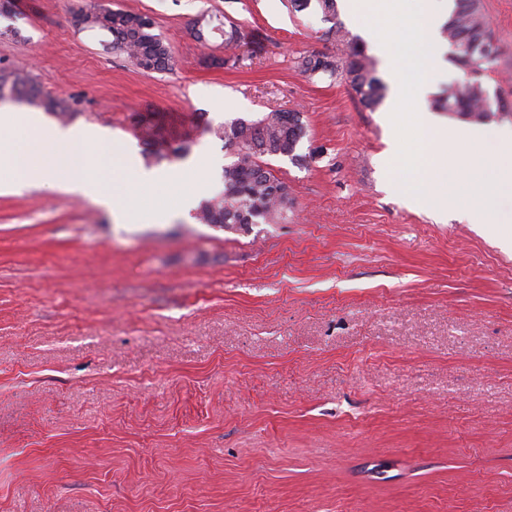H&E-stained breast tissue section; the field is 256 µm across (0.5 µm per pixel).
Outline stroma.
Returning a JSON list of instances; mask_svg holds the SVG:
<instances>
[{"mask_svg":"<svg viewBox=\"0 0 512 512\" xmlns=\"http://www.w3.org/2000/svg\"><path fill=\"white\" fill-rule=\"evenodd\" d=\"M150 15L175 60L146 73L77 15ZM500 56L484 85L512 125V0H482ZM209 16L251 32L236 67ZM18 28L10 36L8 28ZM320 17L286 0H13L0 67L70 101L76 125L143 146L138 115L194 125L302 112L307 162L273 159L284 224L157 213L118 224L42 184L0 194V512H512V249L495 224L412 208L392 135Z\"/></svg>","mask_w":512,"mask_h":512,"instance_id":"1","label":"stroma"}]
</instances>
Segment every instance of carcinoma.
<instances>
[{"label": "carcinoma", "mask_w": 512, "mask_h": 512, "mask_svg": "<svg viewBox=\"0 0 512 512\" xmlns=\"http://www.w3.org/2000/svg\"><path fill=\"white\" fill-rule=\"evenodd\" d=\"M291 9L303 12L313 9L331 26L323 33L327 41L345 48L339 61L312 52L298 58L299 72L308 77L331 76L344 72L359 102L373 110L383 100L384 84L377 76L375 62L357 41L336 22V0H288ZM80 22L112 37V48L120 51L135 67L145 72H164L173 68L168 45L154 32L155 22L147 14L96 7L84 14ZM441 37L456 46V66L464 78L442 90L436 106L443 112L473 122H483L504 108L502 100L490 102L482 78L494 70L499 56L496 39L481 0H455V7L440 29ZM481 45L494 46L491 54L478 52ZM41 108L59 119L71 117L69 106L59 98L42 93L32 78L18 69L0 68V100L5 92ZM140 129L145 148L143 155L150 163L161 164L181 158L189 152L185 139L168 138L162 128L144 118ZM204 131L224 142L229 157L222 170L223 188L202 200L195 211L201 224H220L243 228L250 224H284L292 206L288 183L276 177L269 159L289 157L304 161L315 152L297 153L306 136V125L299 111L270 112L259 119L235 118L216 127L205 124Z\"/></svg>", "instance_id": "cac0c4a2"}]
</instances>
